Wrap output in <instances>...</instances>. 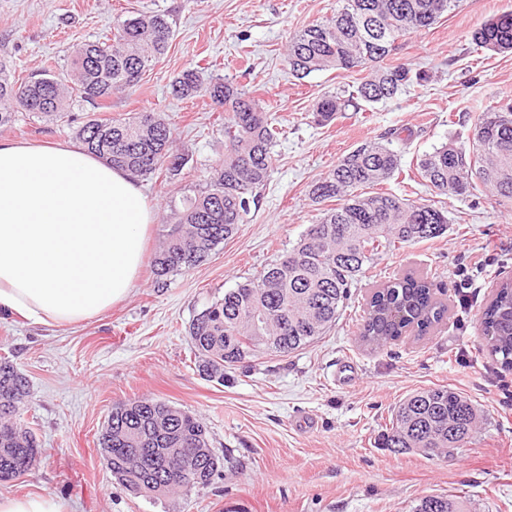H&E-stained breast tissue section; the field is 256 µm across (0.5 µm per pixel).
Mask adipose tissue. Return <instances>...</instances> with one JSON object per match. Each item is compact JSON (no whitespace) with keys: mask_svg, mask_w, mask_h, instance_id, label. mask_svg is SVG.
Returning a JSON list of instances; mask_svg holds the SVG:
<instances>
[{"mask_svg":"<svg viewBox=\"0 0 512 512\" xmlns=\"http://www.w3.org/2000/svg\"><path fill=\"white\" fill-rule=\"evenodd\" d=\"M154 220L129 172L76 148L0 141V315L71 327L121 303Z\"/></svg>","mask_w":512,"mask_h":512,"instance_id":"1","label":"adipose tissue"}]
</instances>
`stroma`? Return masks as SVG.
I'll use <instances>...</instances> for the list:
<instances>
[{
  "instance_id": "stroma-1",
  "label": "stroma",
  "mask_w": 512,
  "mask_h": 512,
  "mask_svg": "<svg viewBox=\"0 0 512 512\" xmlns=\"http://www.w3.org/2000/svg\"><path fill=\"white\" fill-rule=\"evenodd\" d=\"M339 0H0V57L16 76L37 74L45 61L66 67L73 51L112 35L125 19L162 14L173 37L140 83L100 108L74 98L70 124L18 111L0 140L76 145L89 115L156 112L191 161L173 179L139 183L156 211L145 256L185 198L203 190L224 157V110L210 98L179 99L172 81L193 68L260 99L281 134L269 177L256 190L245 224L202 263L154 286L143 265L130 295L77 327L0 319V359L29 381L23 411L41 441V462L28 475L0 483V495L52 492L68 512H413L426 495L463 501L468 512H512V369L487 353L478 317L496 288L512 281V204L483 186L470 196L438 194L411 181L418 158L448 140L472 138L487 105L512 97V53L475 50L471 33L512 11V0H462L430 29L400 37L389 63H409L426 82L394 98L363 105L326 125L313 111L326 96H348L362 70L323 71L299 79L286 60L288 42L304 26L332 17ZM406 127L409 138H392ZM390 138L400 156L388 190L448 215L447 235L380 255L352 290L336 325L289 355L264 354L224 384L194 367L187 329L193 316L225 291L254 277L296 244L323 207L311 189L357 146ZM477 266L470 308L449 273ZM408 276L425 279L448 307L426 332L408 330L384 346L361 342L360 323L378 288ZM352 362L356 383H336ZM445 386L480 409L479 430L464 447L427 455L379 445L393 407L411 392ZM149 397L188 410L206 424L212 448L226 461L203 490L153 500L117 487L98 437L114 402ZM311 429L297 428L300 417Z\"/></svg>"
}]
</instances>
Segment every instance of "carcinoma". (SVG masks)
<instances>
[{"label":"carcinoma","instance_id":"cac0c4a2","mask_svg":"<svg viewBox=\"0 0 512 512\" xmlns=\"http://www.w3.org/2000/svg\"><path fill=\"white\" fill-rule=\"evenodd\" d=\"M460 0H341L328 22L310 24L288 44L287 60L299 78L313 72L364 68L369 75L351 98L325 97L315 118L327 124L349 106L395 97L425 75L410 65H388L394 43L426 30ZM171 26L161 14L131 17L112 37L85 43L72 59L75 86L64 73L43 69L19 82L0 60V128L22 109L37 117H68L72 93L86 101H106L136 86L164 55ZM478 48L512 51V13L491 19L472 33ZM182 99L207 96L224 108V159L206 188L187 199L153 258L154 286L187 271L230 239L250 212L253 193L269 177L272 148L279 129L260 100L221 78L204 82L186 70L172 81ZM82 148L136 177L164 172L181 174L189 155L174 149L170 124L154 112L124 118H97L76 131ZM400 158L390 144L364 143L317 181V202L336 199L306 234L256 277L224 293V298L191 320L188 335L196 370L208 381L224 384L229 370L262 354H291L314 343L336 324L351 298L354 283L376 256L448 232V215L391 192L375 190L394 177ZM476 167L480 182L505 202H512V101L487 106L476 118L469 146L453 140L423 154L418 174L443 194L463 196L473 184L466 173ZM424 279L405 278L374 293L360 332L368 345L380 346L416 327L423 331L443 319ZM488 354L512 368V282L500 285L481 314ZM29 382L14 364L0 360V482L11 481L40 461V440L20 409ZM479 422L477 407L447 387L407 395L395 407L381 445L396 451L442 454L461 448ZM104 461L119 487L164 499L179 491L203 490L224 468V457L210 446L207 426L195 415L166 401L138 398L113 404L100 435ZM415 512H464L460 501L441 495L420 499Z\"/></svg>","mask_w":512,"mask_h":512}]
</instances>
